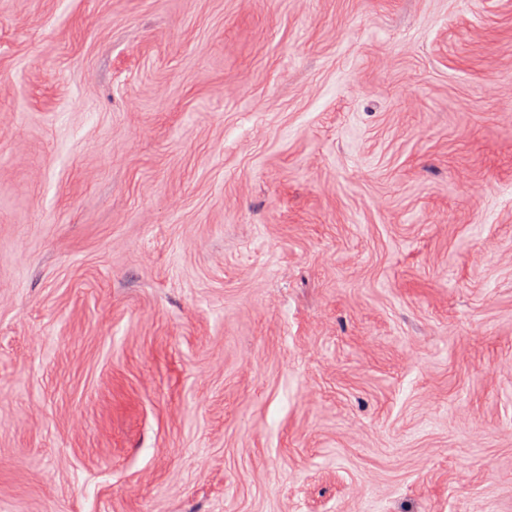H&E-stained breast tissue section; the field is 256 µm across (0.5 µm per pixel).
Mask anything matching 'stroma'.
Returning a JSON list of instances; mask_svg holds the SVG:
<instances>
[{"instance_id":"obj_1","label":"stroma","mask_w":512,"mask_h":512,"mask_svg":"<svg viewBox=\"0 0 512 512\" xmlns=\"http://www.w3.org/2000/svg\"><path fill=\"white\" fill-rule=\"evenodd\" d=\"M0 512H512V0H0Z\"/></svg>"}]
</instances>
